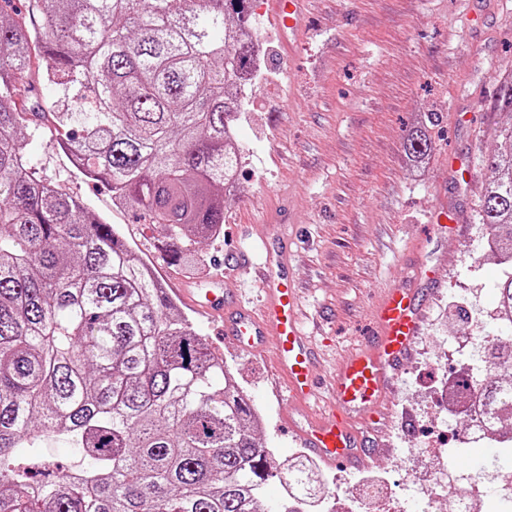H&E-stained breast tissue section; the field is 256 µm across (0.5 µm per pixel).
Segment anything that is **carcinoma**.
<instances>
[{"label":"carcinoma","instance_id":"carcinoma-1","mask_svg":"<svg viewBox=\"0 0 512 512\" xmlns=\"http://www.w3.org/2000/svg\"><path fill=\"white\" fill-rule=\"evenodd\" d=\"M0 0V512H265L278 478L233 373L121 230L39 176L21 131L48 115L112 205L164 228L169 264L214 238L241 164L233 124L260 69L251 0ZM49 83L59 99L37 96ZM497 109L512 112V74ZM429 130L404 143L410 162ZM479 217L512 325V149L485 160ZM512 367V345L479 344ZM480 409L501 436L512 376ZM48 434L80 456L61 472ZM286 485L312 476L284 467Z\"/></svg>","mask_w":512,"mask_h":512}]
</instances>
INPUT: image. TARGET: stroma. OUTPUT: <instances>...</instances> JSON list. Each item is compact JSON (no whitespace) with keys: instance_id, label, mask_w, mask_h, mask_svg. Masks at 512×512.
Masks as SVG:
<instances>
[{"instance_id":"obj_1","label":"stroma","mask_w":512,"mask_h":512,"mask_svg":"<svg viewBox=\"0 0 512 512\" xmlns=\"http://www.w3.org/2000/svg\"><path fill=\"white\" fill-rule=\"evenodd\" d=\"M262 2L253 0L262 67L234 130L237 190L224 200L220 236L197 245L188 264L157 259L152 244L162 226L113 209L109 189L78 173L49 131L30 133L28 152L42 177L131 234L161 277H217L226 299L253 307L257 284L226 261L260 257V222L287 225L290 275L320 376L370 335L381 288L418 289L427 298L423 331L398 393L361 426L374 456L321 473L327 495L354 510L363 479L381 477L404 512H451L448 485L474 477L452 468V456L478 444L493 454L499 448L471 438L443 389L464 373L486 376L464 343L471 327L460 312L481 323L486 339L503 330L494 287L503 270L478 211L481 163L503 146L495 129L512 122V112L494 108L512 72V0H310L308 26L289 47ZM420 122L433 144L414 167L404 142ZM441 204L448 230L429 234L427 214ZM189 319L263 417V446L281 456L296 450L276 429L288 405L268 358L239 352L198 314Z\"/></svg>"}]
</instances>
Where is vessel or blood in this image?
<instances>
[{"mask_svg": "<svg viewBox=\"0 0 512 512\" xmlns=\"http://www.w3.org/2000/svg\"><path fill=\"white\" fill-rule=\"evenodd\" d=\"M305 3L266 0L264 9L284 42H291L300 29ZM257 235L264 254L246 272L262 289L260 308L229 302L218 288L197 285L183 288L181 294L193 309L220 323L224 335L234 337L243 352L268 355L291 407L283 421L295 441L331 467L362 462L367 451L358 424L379 403L391 399L395 374L420 335L423 301L417 290L400 283L384 290L373 314V335L336 364L330 403L322 412H313L316 353L301 322L298 290L288 274V249L273 225H259Z\"/></svg>", "mask_w": 512, "mask_h": 512, "instance_id": "obj_1", "label": "vessel or blood"}]
</instances>
